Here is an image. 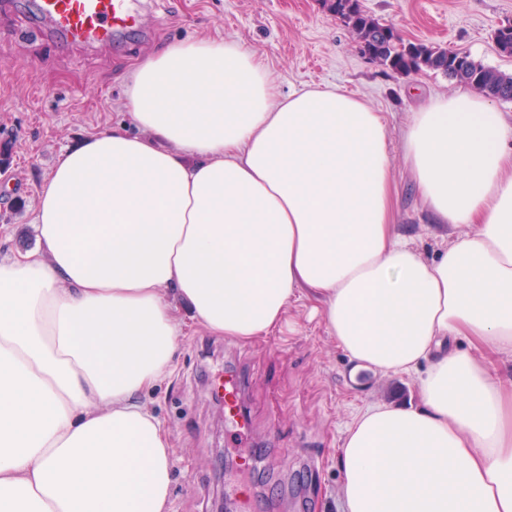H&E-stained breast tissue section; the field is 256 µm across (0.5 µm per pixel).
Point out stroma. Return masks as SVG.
<instances>
[{
	"label": "stroma",
	"instance_id": "obj_1",
	"mask_svg": "<svg viewBox=\"0 0 512 512\" xmlns=\"http://www.w3.org/2000/svg\"><path fill=\"white\" fill-rule=\"evenodd\" d=\"M403 39L463 51L512 73L494 32L512 21V0H362ZM143 23L112 42L86 44L40 32L17 0H0V257L36 245L32 226L42 183L76 138L128 122V73L169 44L222 35L258 53L282 93L335 84L382 112L388 123L395 222L425 256L442 245L432 233L404 163L402 132L428 97L459 90L430 71L399 74L362 54L322 0H141ZM294 331L243 344L190 327L176 369L146 395L173 439L171 512H211L215 499L234 512H342L338 444L366 407L417 397L410 374L355 370L308 308L288 311ZM245 367L247 439L225 434L213 381ZM247 469H240L241 459Z\"/></svg>",
	"mask_w": 512,
	"mask_h": 512
}]
</instances>
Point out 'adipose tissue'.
I'll return each mask as SVG.
<instances>
[{
    "instance_id": "1",
    "label": "adipose tissue",
    "mask_w": 512,
    "mask_h": 512,
    "mask_svg": "<svg viewBox=\"0 0 512 512\" xmlns=\"http://www.w3.org/2000/svg\"><path fill=\"white\" fill-rule=\"evenodd\" d=\"M131 128L81 138L0 259V512H171V434L143 402L187 322L243 343L309 304L351 363L416 374L339 445L343 512H512V121L468 90L402 135L438 235L395 222L382 113L281 93L237 42L169 46L128 79Z\"/></svg>"
}]
</instances>
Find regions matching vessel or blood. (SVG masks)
<instances>
[{
  "label": "vessel or blood",
  "instance_id": "obj_1",
  "mask_svg": "<svg viewBox=\"0 0 512 512\" xmlns=\"http://www.w3.org/2000/svg\"><path fill=\"white\" fill-rule=\"evenodd\" d=\"M139 0H33L35 11L56 31L84 43H104L113 34L137 21ZM244 376L240 371L224 373V418L246 431L241 410Z\"/></svg>",
  "mask_w": 512,
  "mask_h": 512
}]
</instances>
